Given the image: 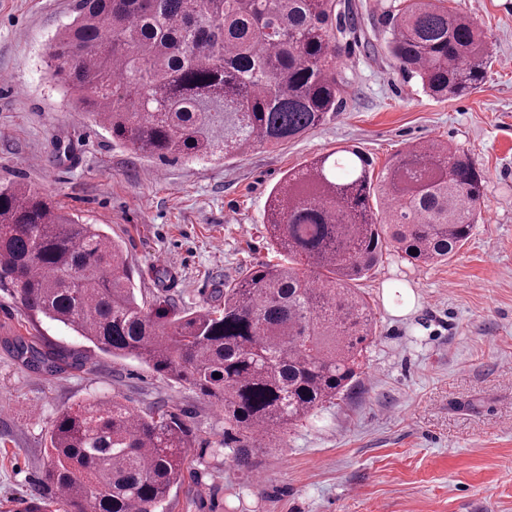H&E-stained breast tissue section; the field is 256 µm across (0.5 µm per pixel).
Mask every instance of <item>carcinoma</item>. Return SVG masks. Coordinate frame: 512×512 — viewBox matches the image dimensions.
Segmentation results:
<instances>
[{
	"label": "carcinoma",
	"instance_id": "obj_1",
	"mask_svg": "<svg viewBox=\"0 0 512 512\" xmlns=\"http://www.w3.org/2000/svg\"><path fill=\"white\" fill-rule=\"evenodd\" d=\"M55 39L52 76L75 111L148 157L209 159L277 148L340 109L337 0H78ZM400 71L438 100L477 89L491 58L483 31L444 0H403L385 20ZM485 177L471 156L419 142L380 171L358 148L313 157L272 188L278 254L198 311L138 298L124 250L39 189L0 187V288L32 315L73 329L188 385L224 424L271 440L335 403L376 336L357 288L395 252L448 261L473 235ZM416 254H411V250ZM30 368L81 366L76 353L16 339ZM191 435L163 405L114 398L62 411L46 479L26 512H155L183 479Z\"/></svg>",
	"mask_w": 512,
	"mask_h": 512
}]
</instances>
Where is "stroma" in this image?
I'll list each match as a JSON object with an SVG mask.
<instances>
[{"label":"stroma","mask_w":512,"mask_h":512,"mask_svg":"<svg viewBox=\"0 0 512 512\" xmlns=\"http://www.w3.org/2000/svg\"><path fill=\"white\" fill-rule=\"evenodd\" d=\"M76 0H0V186L21 181L124 248L139 295L213 304L274 260L271 189L319 154L356 146L383 166L439 139L469 153L486 189L476 229L440 264L387 257L360 286L377 321L361 374L327 410L233 462L224 414L185 384L31 316L0 290V512L54 495L44 480L60 412L120 396L159 403L192 433L182 481L157 512H512V0H447L484 31L492 63L479 88L437 101L388 54L381 20L399 0H341L338 112L307 136L220 160L146 157L74 112L48 50ZM166 256L165 280L155 260ZM20 336L78 353L49 376L16 355Z\"/></svg>","instance_id":"1"}]
</instances>
